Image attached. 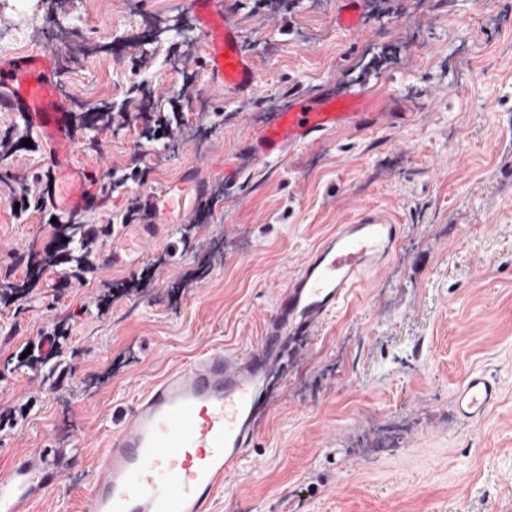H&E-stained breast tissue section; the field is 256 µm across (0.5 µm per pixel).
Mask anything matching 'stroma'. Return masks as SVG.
<instances>
[{"label": "stroma", "mask_w": 512, "mask_h": 512, "mask_svg": "<svg viewBox=\"0 0 512 512\" xmlns=\"http://www.w3.org/2000/svg\"><path fill=\"white\" fill-rule=\"evenodd\" d=\"M254 64L229 97L204 70L194 0H11L0 4V61L48 50L79 142L75 163L122 179L85 214L113 230L139 221L146 192L200 172L202 203L155 225L135 258L111 236L58 288L38 280L0 297V470L42 448L109 437L114 410L214 344L260 347L287 278L337 225L364 209L404 227L399 246L311 336L289 338L248 457L215 512H512V10L505 0H223ZM41 29L22 30L26 13ZM297 86L361 92L352 131L277 162L247 153ZM112 124L78 121L106 103ZM179 114L171 136L145 139ZM0 279L26 276L56 245L58 207L40 209L49 148L0 113ZM245 175L225 188L224 157ZM61 337L48 372L28 346ZM494 377L500 398L459 417L456 388ZM90 467L65 472L33 512H79Z\"/></svg>", "instance_id": "stroma-1"}]
</instances>
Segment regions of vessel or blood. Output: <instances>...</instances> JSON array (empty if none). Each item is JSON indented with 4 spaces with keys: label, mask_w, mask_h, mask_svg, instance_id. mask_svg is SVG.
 <instances>
[{
    "label": "vessel or blood",
    "mask_w": 512,
    "mask_h": 512,
    "mask_svg": "<svg viewBox=\"0 0 512 512\" xmlns=\"http://www.w3.org/2000/svg\"><path fill=\"white\" fill-rule=\"evenodd\" d=\"M199 21L203 64L214 87L232 93L251 89L256 72L239 51V32L220 0H202ZM361 107L356 99L339 104L291 92L283 111L255 133L249 155L260 162L281 160L293 148L357 125ZM0 112L23 114L46 140L56 171L54 203L96 212L101 190L73 162L75 136L51 57L36 52L0 63ZM189 190L199 196L204 185L185 176L151 192L136 227L139 240L169 213L189 216ZM402 233V225L385 213L360 212L352 223L338 225L287 278L258 350L238 354L212 346L149 382L97 454L80 512H212L217 494L238 474L254 444L267 377L285 340L312 335L358 282L382 265ZM499 395L492 377L475 374L456 390L455 407L463 418L477 420ZM81 466L77 450L45 448L1 472L0 512H28L65 471Z\"/></svg>",
    "instance_id": "b4317fda"
}]
</instances>
